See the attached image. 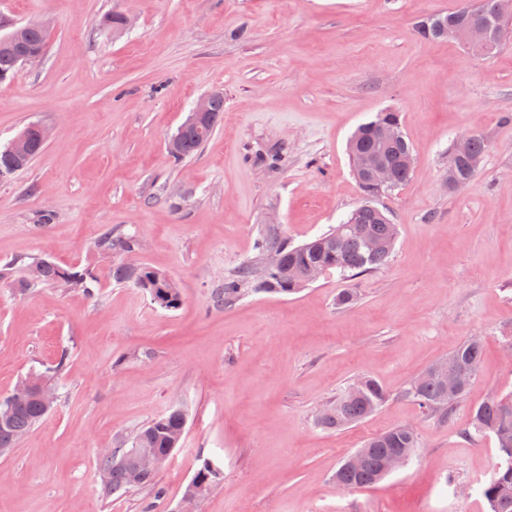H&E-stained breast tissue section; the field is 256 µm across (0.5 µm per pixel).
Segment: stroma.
<instances>
[{
	"label": "stroma",
	"mask_w": 512,
	"mask_h": 512,
	"mask_svg": "<svg viewBox=\"0 0 512 512\" xmlns=\"http://www.w3.org/2000/svg\"><path fill=\"white\" fill-rule=\"evenodd\" d=\"M456 0H0V19L44 23L43 59L0 84V147L29 123L49 130L30 167L0 181V261L50 255L88 270L95 297L0 283V396L66 357L56 408L0 456V512H145L150 489L106 494L103 449L174 408L183 444L157 473L156 512H489L479 485L498 461L472 410L512 391V44L474 55L423 37ZM121 7L130 27L101 19ZM224 93V118L192 157L166 150L195 102ZM400 112L408 183L379 197L398 227L389 262L290 295L215 307L226 277L262 268L266 218L298 245L363 197L347 143L376 113ZM488 151L468 186L448 187L455 142ZM49 210L51 223L36 221ZM135 236L128 262L166 272L175 310L112 281L105 229ZM354 288L356 300L336 297ZM479 370L448 421L405 397L462 342ZM389 393L339 431L315 423L355 379ZM399 425L415 456L377 484L333 475L370 437ZM221 481L183 492L203 458Z\"/></svg>",
	"instance_id": "1"
}]
</instances>
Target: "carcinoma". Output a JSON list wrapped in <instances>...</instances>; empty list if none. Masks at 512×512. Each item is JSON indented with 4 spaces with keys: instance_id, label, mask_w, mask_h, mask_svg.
I'll return each mask as SVG.
<instances>
[{
    "instance_id": "carcinoma-1",
    "label": "carcinoma",
    "mask_w": 512,
    "mask_h": 512,
    "mask_svg": "<svg viewBox=\"0 0 512 512\" xmlns=\"http://www.w3.org/2000/svg\"><path fill=\"white\" fill-rule=\"evenodd\" d=\"M493 0H458V7L446 14L428 19L438 24L436 29L420 30V33L433 40L448 38V28L460 20H480L482 11L490 10ZM12 38L4 40L0 36V77L9 79L19 68V57L27 51H34L47 44V29L38 23H29L11 31ZM224 115V94L215 95L208 113L209 124L201 129L188 128L181 131L180 149L169 154L178 162L192 156L212 135ZM389 121L402 124L398 112L378 113L375 118L362 124L356 130L359 134V154L380 153L392 164L394 180L397 185L405 184L411 171L400 162V156L412 152L408 140L391 147L384 146L373 124ZM27 132L26 158L20 164L15 163L8 154V147L0 149V178L8 179L26 169L31 161L45 147L39 136L38 125L25 127ZM488 145L483 138L471 141L468 154L453 161L456 177L461 185H468L474 178L479 163L487 151ZM344 224L348 225L343 237L336 238V229L297 246H291L274 228L261 237L260 251L266 253L271 249L281 252L282 262L277 268H263L261 275L254 274L249 265L240 267L235 274L224 280V288L216 294L214 303L221 307L239 300L249 292H266L276 294H293L304 287L298 277L306 272L319 269L327 274L333 270L340 275L354 279L369 274L387 264L393 252L396 238V225L390 223L386 214L369 201L353 210ZM99 247L107 252L131 253L137 245L133 235H114L112 230H104L98 240ZM69 277V287L81 290L89 296L94 295L92 278L85 270L75 267L64 268L52 261L44 264L37 279H19L17 284L23 290L39 285L49 286L58 282L62 276ZM112 281L118 285H131L146 293L153 304L175 310L182 304V295L176 282L166 273L142 263H118L112 267ZM483 347L479 340L469 339L456 348L451 358H458L478 371ZM66 357L60 356L56 364L46 373H35L29 377L33 384H49L53 376L62 373ZM471 382H466L462 391L452 402L448 401L441 384L429 375H421L405 391V396L414 401L423 411L447 420L457 404L466 395ZM389 399L384 386L372 376L363 377L360 390L352 393L345 389L335 399L328 402L316 418L318 426L336 430L360 422L378 411ZM52 411L38 398L34 397L25 404L9 407L8 397L0 398V454L14 448L19 440L34 427L39 425ZM186 414L179 409H172L153 419L136 432L128 443L133 448H149L165 463L174 455L185 432ZM472 428L478 435L490 434L494 437L499 453V462L491 479L480 488L486 500L489 512H512V393L495 396L474 408ZM125 444H120L109 455L101 458L104 485L112 493L125 491L132 487L129 477V462L122 460ZM418 448L416 433H408L398 426L384 433L367 439L359 448L363 453L362 463L344 468L338 467L334 478L336 484L348 489L370 487L385 477L383 466L387 458L400 453L413 456ZM217 483L213 472L202 461L188 485L195 490H208Z\"/></svg>"
}]
</instances>
